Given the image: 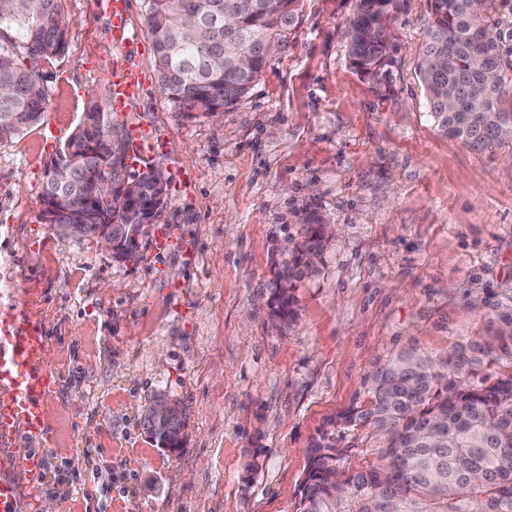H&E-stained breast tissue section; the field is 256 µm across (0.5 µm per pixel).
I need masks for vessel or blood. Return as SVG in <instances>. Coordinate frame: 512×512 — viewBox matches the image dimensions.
Returning a JSON list of instances; mask_svg holds the SVG:
<instances>
[{
    "mask_svg": "<svg viewBox=\"0 0 512 512\" xmlns=\"http://www.w3.org/2000/svg\"><path fill=\"white\" fill-rule=\"evenodd\" d=\"M112 18L115 42L128 41L126 0H107ZM141 86L139 73L125 71L112 82L110 106L114 112L124 111ZM130 158L140 163L147 150L155 146L150 129L134 124L130 127ZM48 338L41 325L30 317L16 313L0 316V390L9 391L10 401L0 403V443H7L24 428L34 435L44 431L41 405L48 393L45 362ZM27 474L39 481L42 472L41 456L11 458L0 464V512H15L17 506V473Z\"/></svg>",
    "mask_w": 512,
    "mask_h": 512,
    "instance_id": "vessel-or-blood-1",
    "label": "vessel or blood"
}]
</instances>
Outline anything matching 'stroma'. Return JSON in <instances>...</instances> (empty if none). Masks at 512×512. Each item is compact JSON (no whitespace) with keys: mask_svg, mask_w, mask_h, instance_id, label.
I'll use <instances>...</instances> for the list:
<instances>
[{"mask_svg":"<svg viewBox=\"0 0 512 512\" xmlns=\"http://www.w3.org/2000/svg\"><path fill=\"white\" fill-rule=\"evenodd\" d=\"M100 2L62 0L52 61L11 48L48 94L35 126L0 141V314L40 322L52 382L45 440L21 430L8 449L44 456L38 486L16 478L19 512H296L311 438L371 371L491 340L512 312V144L478 152L435 128L417 70L427 0H401L375 81L348 60L356 0H301L248 95L191 116L159 87L147 0H127L121 47ZM124 69L142 75L124 120L158 139L147 160L166 172L177 243L154 252L146 225L120 264L38 216L45 169ZM308 209L337 233L278 326L273 260ZM160 393L186 410L177 452L141 425Z\"/></svg>","mask_w":512,"mask_h":512,"instance_id":"obj_1","label":"stroma"}]
</instances>
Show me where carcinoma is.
Wrapping results in <instances>:
<instances>
[{"label": "carcinoma", "instance_id": "carcinoma-1", "mask_svg": "<svg viewBox=\"0 0 512 512\" xmlns=\"http://www.w3.org/2000/svg\"><path fill=\"white\" fill-rule=\"evenodd\" d=\"M61 0H10L0 8V41L49 61L66 46ZM400 0H357L348 55L354 71L377 79L393 60L387 23ZM298 0H148L146 23L162 92L182 111L218 112L248 94L270 60L268 44H288ZM428 28L419 72L430 116L450 138L476 151L512 141V0H427ZM48 95L37 67L23 68L0 47V140L34 126ZM87 122L57 150L68 178L45 173L43 224H74L94 238L112 225V257L132 260L144 225L161 217L168 181L151 167L109 181L129 158L127 129L96 99ZM125 198L112 208L109 194ZM275 273L273 319L295 317L297 284L318 271L328 241L316 210ZM498 360L478 342L438 362L405 351L368 376L365 399L336 416L311 443L297 512H512V371L494 382L470 379ZM142 425L161 448L183 445L186 412ZM346 441L337 447L340 441Z\"/></svg>", "mask_w": 512, "mask_h": 512}]
</instances>
